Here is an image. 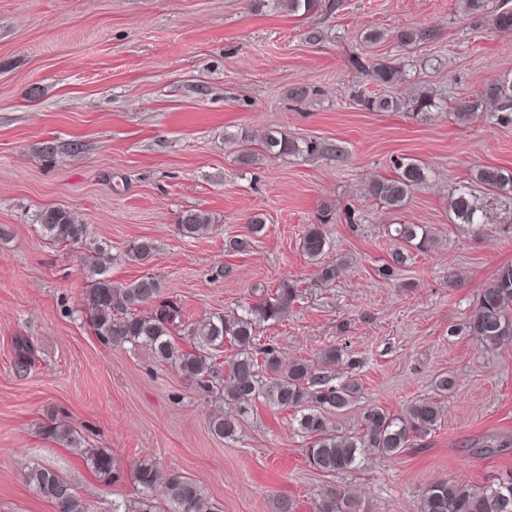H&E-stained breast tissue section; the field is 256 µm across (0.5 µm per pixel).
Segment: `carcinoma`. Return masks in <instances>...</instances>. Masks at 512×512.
Here are the masks:
<instances>
[{
  "label": "carcinoma",
  "mask_w": 512,
  "mask_h": 512,
  "mask_svg": "<svg viewBox=\"0 0 512 512\" xmlns=\"http://www.w3.org/2000/svg\"><path fill=\"white\" fill-rule=\"evenodd\" d=\"M276 9L290 13L310 12L317 0H271ZM426 36L414 27L395 31L396 40L411 44ZM372 80L380 86H396L402 81L397 66L379 62L372 67ZM363 105L372 110L397 111L408 106L415 112H427L437 107L432 94L416 93L400 98H364ZM495 107L496 120L512 124V82L497 80L486 84L479 97L458 105L456 116L460 121L482 104ZM267 155L285 156L300 151L299 145L285 134L267 135L262 143ZM473 178L488 190L497 193L512 192V170L499 167H479ZM427 179V170L415 162L398 163L390 177H379L370 184V195L379 204L398 210L412 192ZM449 209L461 224L483 223V211L476 206L464 187L451 189ZM332 219L327 214L318 224L305 230L301 249L308 260L318 265L323 283L338 277L341 266L323 263L329 249L325 225ZM45 236L66 246L86 249L82 262L91 280L82 297L81 311L90 317L97 336L113 346L147 347L162 362L174 366L186 380L204 392H211L224 383V402L234 405L236 414L220 412L209 421L212 435L229 439L236 433L240 419L247 416L259 401L280 410L294 411L297 431L308 439L304 448L306 462L316 471L334 476L352 469L365 455L395 457L412 447L413 442L436 430L441 422L442 409L438 401L418 399L400 413L378 406L364 409L358 432L348 433L335 422L361 392L356 378L347 376L333 382L324 366L346 361L348 369L356 368V361L345 358L347 352L328 348L314 362L296 358L283 364L280 351L272 344L259 343L262 323L276 320L288 310L297 297V288L288 281L278 284L275 294L262 297L230 314L212 316L195 324H185L180 304L161 296V283L153 276L144 275L133 284L124 286L108 276L104 252L90 247V228L77 222L70 211L52 207L36 215ZM212 224L209 214L187 209L176 218L178 234L193 238ZM395 239L419 252H428L436 244L431 231L422 224H398ZM156 246L150 239H138L129 244L124 255L139 264L151 261ZM151 306L148 314L140 309ZM464 329L485 346L497 347L512 338V265L501 268L491 284L477 297ZM184 340L180 345L178 340ZM230 344L234 353L227 365L220 366L217 357ZM43 434L68 447L82 450V457L96 475L105 482L116 479L112 455L81 448L80 437L69 426L51 423L43 427ZM26 482L54 506L55 512H88L86 504L76 495L72 485L55 471L33 466L24 473ZM133 481L138 486L136 498L113 507V512H214L202 487L182 473L158 468L153 461L143 460L133 470ZM512 506V472H508L481 489L444 480L428 486L422 493L418 512H505L504 505ZM316 512H354V503L340 491L324 494L316 504Z\"/></svg>",
  "instance_id": "carcinoma-1"
}]
</instances>
